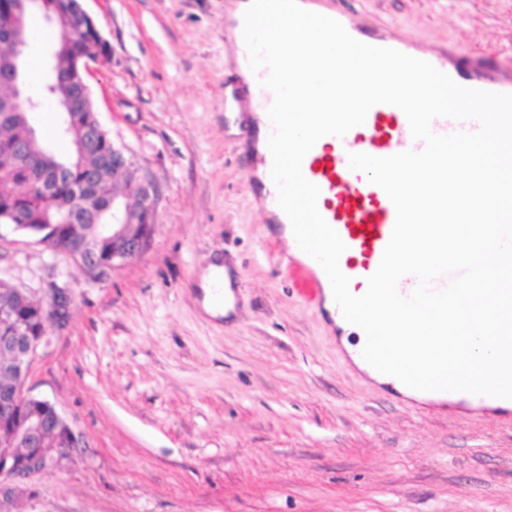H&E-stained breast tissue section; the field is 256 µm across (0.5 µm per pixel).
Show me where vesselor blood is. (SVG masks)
<instances>
[{
    "instance_id": "b4317fda",
    "label": "vessel or blood",
    "mask_w": 512,
    "mask_h": 512,
    "mask_svg": "<svg viewBox=\"0 0 512 512\" xmlns=\"http://www.w3.org/2000/svg\"><path fill=\"white\" fill-rule=\"evenodd\" d=\"M325 2L299 0L304 9L340 22L358 41L392 48L429 62L461 86L512 94V81L504 83L493 78L478 77L463 68L456 55L448 49H426L401 41L390 32L361 26L350 15L327 8ZM250 3L251 0H237L236 14L224 21L225 47L234 58L240 86L238 92L232 93L231 100L247 105L249 116L241 129L250 159L247 177L250 184L260 191L272 236L279 237L284 234L290 221L278 205L277 190L271 177L272 154L269 148L260 145L261 135L272 132L267 111L273 102V94L260 85L259 74L254 73L249 65L243 29L244 14ZM478 128L479 124L474 120L439 117L431 123L432 131L438 134L474 132ZM423 147L422 141L412 138L408 120L401 109L378 104L370 109L362 127L352 128L341 137H322L305 156L302 172L307 180L320 189L318 210L346 246L339 259V267L349 277L352 288L366 287L368 277L377 270L396 221V210L382 188L369 183L362 172L350 169L349 154L367 153L387 157L406 150L418 152ZM287 269L299 292L309 302L322 304L324 291L330 281L320 264L309 256L300 259L292 257L288 260Z\"/></svg>"
}]
</instances>
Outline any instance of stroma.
Returning <instances> with one entry per match:
<instances>
[{"label":"stroma","instance_id":"stroma-1","mask_svg":"<svg viewBox=\"0 0 512 512\" xmlns=\"http://www.w3.org/2000/svg\"><path fill=\"white\" fill-rule=\"evenodd\" d=\"M512 79V0H328ZM112 50L98 117L159 196L142 253L94 278L33 238L0 239V281L48 304L68 288L26 391L80 434L68 467L12 512H512V423L463 403L395 404L296 293L246 179L224 87L234 0H84ZM240 276L202 307V269Z\"/></svg>","mask_w":512,"mask_h":512}]
</instances>
